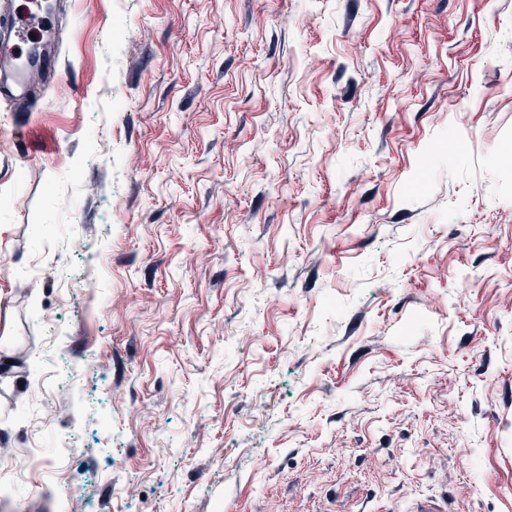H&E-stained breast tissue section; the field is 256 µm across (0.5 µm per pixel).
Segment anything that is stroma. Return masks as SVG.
I'll return each mask as SVG.
<instances>
[{
  "label": "stroma",
  "mask_w": 512,
  "mask_h": 512,
  "mask_svg": "<svg viewBox=\"0 0 512 512\" xmlns=\"http://www.w3.org/2000/svg\"><path fill=\"white\" fill-rule=\"evenodd\" d=\"M59 3L0 512H512V0Z\"/></svg>",
  "instance_id": "obj_1"
}]
</instances>
